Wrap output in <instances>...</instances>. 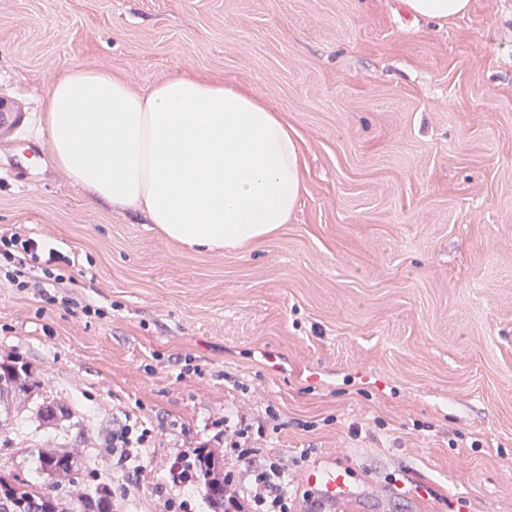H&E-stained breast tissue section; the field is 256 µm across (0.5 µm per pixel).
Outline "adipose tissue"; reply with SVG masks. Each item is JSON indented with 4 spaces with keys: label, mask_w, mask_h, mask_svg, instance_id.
<instances>
[{
    "label": "adipose tissue",
    "mask_w": 512,
    "mask_h": 512,
    "mask_svg": "<svg viewBox=\"0 0 512 512\" xmlns=\"http://www.w3.org/2000/svg\"><path fill=\"white\" fill-rule=\"evenodd\" d=\"M43 112L73 184L144 209L190 248L270 238L304 190L295 131L250 89L176 75L137 92L110 72L74 68L52 84Z\"/></svg>",
    "instance_id": "ef3b65f1"
}]
</instances>
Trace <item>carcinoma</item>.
Returning a JSON list of instances; mask_svg holds the SVG:
<instances>
[{
	"label": "carcinoma",
	"instance_id": "obj_1",
	"mask_svg": "<svg viewBox=\"0 0 512 512\" xmlns=\"http://www.w3.org/2000/svg\"><path fill=\"white\" fill-rule=\"evenodd\" d=\"M37 384L27 363L7 357L0 361V425L36 392ZM177 478L197 483L210 512H232L238 508L224 488V460L213 448H193L178 461ZM80 465L70 452L40 451L37 470L49 478L68 476ZM0 500L9 502L13 512H68L64 503L49 488L29 480L5 481L0 478ZM81 512H112V496L106 490L78 495Z\"/></svg>",
	"mask_w": 512,
	"mask_h": 512
}]
</instances>
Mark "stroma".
Instances as JSON below:
<instances>
[{"mask_svg": "<svg viewBox=\"0 0 512 512\" xmlns=\"http://www.w3.org/2000/svg\"><path fill=\"white\" fill-rule=\"evenodd\" d=\"M73 68L265 96L302 151L288 223L198 251L74 186L42 121ZM0 103L28 116L0 135V230L75 259L52 304L0 282V356L39 383L0 427V476L68 449L67 503L208 512L175 463L243 422L287 461L292 512L317 463L350 469V512H512V0L450 21L401 0H0ZM127 424L152 432L133 482ZM81 512H112V496L104 489L98 488L93 493H81L78 495Z\"/></svg>", "mask_w": 512, "mask_h": 512, "instance_id": "obj_1", "label": "stroma"}]
</instances>
